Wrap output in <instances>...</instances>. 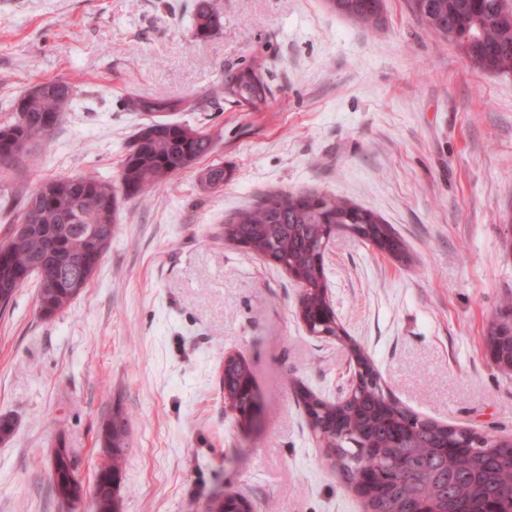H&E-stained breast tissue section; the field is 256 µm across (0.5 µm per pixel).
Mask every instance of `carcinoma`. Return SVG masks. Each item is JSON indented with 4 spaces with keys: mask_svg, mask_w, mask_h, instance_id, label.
Instances as JSON below:
<instances>
[{
    "mask_svg": "<svg viewBox=\"0 0 512 512\" xmlns=\"http://www.w3.org/2000/svg\"><path fill=\"white\" fill-rule=\"evenodd\" d=\"M334 13L370 27L377 23L383 0H325ZM409 7L429 32L440 36L480 69L512 71V6L508 0H410ZM221 13L213 0H197L192 32L203 40L218 33ZM224 100L258 109L268 103L271 88L263 65L229 71L220 84ZM76 86L63 77L41 82L16 96L12 117L0 125V165L14 168L33 143L60 125ZM127 108L144 121L126 145L116 181L94 175L60 176L36 182L16 200V221L0 242V308L17 291L36 282L40 316L50 319L89 288L117 233L120 199L150 198L172 177L191 169L215 149L213 137L198 126L171 120L177 112H198L200 105L174 97L127 96ZM205 189L224 184V167L201 171ZM323 224H372L374 237L387 239L390 254L405 252L391 225L372 211L345 199L315 191L269 192L226 222V234L251 246L283 268L295 269L303 283L300 307L313 322H324L329 283L316 253ZM97 227L99 244L84 229ZM499 366L512 363V306L502 311L485 336ZM250 366L224 365V394L241 413L249 407L246 383ZM347 402L330 400L309 390L305 411L323 427L337 430L326 460L349 481L364 477L370 512H408L426 501L437 512H512V458L491 434L442 425L394 402L378 381L350 389ZM129 421L116 412L99 429L107 460L97 469L93 491L102 512H122V498L111 490V476H120L128 448Z\"/></svg>",
    "mask_w": 512,
    "mask_h": 512,
    "instance_id": "obj_1",
    "label": "carcinoma"
}]
</instances>
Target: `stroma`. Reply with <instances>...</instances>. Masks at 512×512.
Returning <instances> with one entry per match:
<instances>
[{
  "mask_svg": "<svg viewBox=\"0 0 512 512\" xmlns=\"http://www.w3.org/2000/svg\"><path fill=\"white\" fill-rule=\"evenodd\" d=\"M222 26L192 36L195 0H0V124L23 90L55 77L81 96L27 162L0 170V199L36 180L115 179L141 118L123 98L206 103L224 185L195 170L148 204L121 200L97 276L42 319L35 285L0 311V512H65L56 438L91 484L98 429L130 420L123 512H208L227 492L255 512H367L323 460L296 394L346 393L350 344L402 405L440 424L512 435V370L485 337L512 300V74H491L426 32L408 0L367 30L324 0H219ZM263 64L260 111L220 100L226 70ZM270 190L351 200L392 224L398 259L349 234L325 258L345 340L311 335L283 269L225 243V219ZM254 369L260 420L224 414L225 353Z\"/></svg>",
  "mask_w": 512,
  "mask_h": 512,
  "instance_id": "stroma-1",
  "label": "stroma"
}]
</instances>
